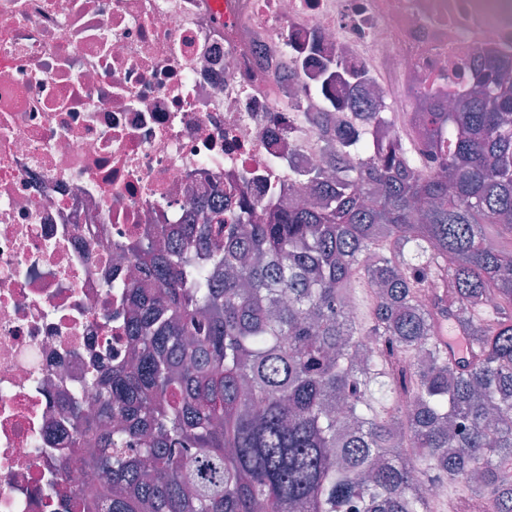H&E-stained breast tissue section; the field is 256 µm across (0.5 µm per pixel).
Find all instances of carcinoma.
Returning a JSON list of instances; mask_svg holds the SVG:
<instances>
[{
	"mask_svg": "<svg viewBox=\"0 0 512 512\" xmlns=\"http://www.w3.org/2000/svg\"><path fill=\"white\" fill-rule=\"evenodd\" d=\"M319 89L365 76L322 62ZM452 112L372 150L336 131L319 204L209 208L132 246L135 360L90 373L76 512H431L424 487L512 512V61L478 55ZM121 423L114 426L112 419Z\"/></svg>",
	"mask_w": 512,
	"mask_h": 512,
	"instance_id": "obj_1",
	"label": "carcinoma"
}]
</instances>
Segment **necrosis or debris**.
Here are the masks:
<instances>
[{
	"label": "necrosis or debris",
	"instance_id": "obj_1",
	"mask_svg": "<svg viewBox=\"0 0 512 512\" xmlns=\"http://www.w3.org/2000/svg\"><path fill=\"white\" fill-rule=\"evenodd\" d=\"M512 59V0H0V512H63L90 371L132 356L129 245L175 238L223 196L275 208L324 167L320 64L360 68L382 110L465 92Z\"/></svg>",
	"mask_w": 512,
	"mask_h": 512
}]
</instances>
